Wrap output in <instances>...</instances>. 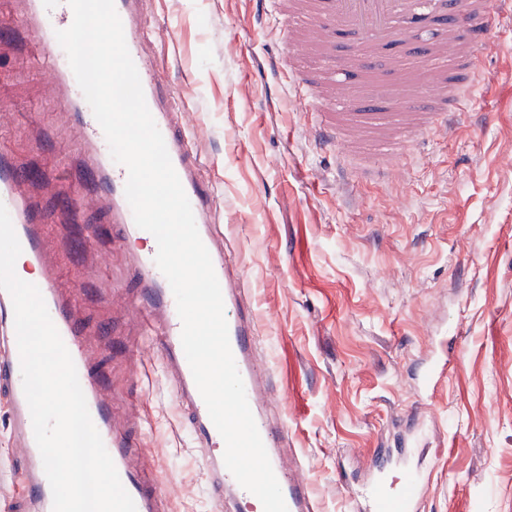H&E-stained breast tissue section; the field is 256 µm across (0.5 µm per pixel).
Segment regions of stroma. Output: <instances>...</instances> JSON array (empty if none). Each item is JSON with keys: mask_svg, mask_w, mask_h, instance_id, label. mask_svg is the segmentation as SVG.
Returning <instances> with one entry per match:
<instances>
[{"mask_svg": "<svg viewBox=\"0 0 512 512\" xmlns=\"http://www.w3.org/2000/svg\"><path fill=\"white\" fill-rule=\"evenodd\" d=\"M24 0H0V126L32 175L59 291L91 336L89 355L133 462L168 498L165 512H214L171 381L124 292L132 242L112 240L89 198L97 242L67 246L78 226L62 198L80 186L82 130L34 41ZM151 59L215 188L224 249L241 273L276 386L279 454L296 458L314 512H358L376 462L420 469L413 512H512V21L485 54L457 137L426 135L402 160L405 188L317 148L294 90L272 61L274 12L256 0H146ZM455 362L420 394L440 350ZM0 397V512L29 495Z\"/></svg>", "mask_w": 512, "mask_h": 512, "instance_id": "stroma-1", "label": "stroma"}]
</instances>
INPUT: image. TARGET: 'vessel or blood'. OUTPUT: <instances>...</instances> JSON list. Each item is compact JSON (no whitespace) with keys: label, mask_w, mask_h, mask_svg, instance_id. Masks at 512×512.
Segmentation results:
<instances>
[{"label":"vessel or blood","mask_w":512,"mask_h":512,"mask_svg":"<svg viewBox=\"0 0 512 512\" xmlns=\"http://www.w3.org/2000/svg\"><path fill=\"white\" fill-rule=\"evenodd\" d=\"M284 36L278 67L292 74L301 111L310 117L308 134L316 146L369 160L385 177H393L403 150L429 132L449 136L456 130L466 94L480 71L482 52L491 46L504 19H512V0H271ZM145 0H115L128 50L138 70L147 106L160 130L174 169L190 201L200 237L210 253L219 281L229 341L243 379L247 400L266 448L275 445V430L263 412L262 373L253 360L257 326L250 309L238 300L239 273L224 257L216 232L215 193L200 178V161L185 147L189 132L180 122L173 90L157 76L147 57L149 30ZM73 11L67 0H30L24 22L42 46L63 90V102L74 108L81 125L82 162L104 188L112 237L136 234L132 209L125 196L127 170L113 161L105 135L71 70L56 31L68 28ZM354 40L353 53L335 55L333 39ZM417 57L427 71L424 91L405 90L399 109L387 105V87L394 73L404 71L407 57ZM25 174L0 148V203L7 208L28 261L40 268L35 284L77 370L92 421L113 459L136 512H159L165 493L147 484L127 462L132 444L112 430V411L97 394V379L85 348L86 333L71 321L72 301L61 295L55 272L46 260L36 202L18 188ZM155 251L132 255V305L154 332L162 366L187 412V426L198 442L207 472V487L216 504L225 492L249 499L226 468L224 441L211 421L194 381L181 343L182 323L170 285L155 264ZM0 395L11 411L12 440L20 454L19 471L34 492L33 512H53V498L37 447L26 401L17 345L14 308L0 290ZM288 512H313L306 478L278 455L270 457ZM420 484L415 471L390 482L378 467L369 496L382 512L412 500Z\"/></svg>","instance_id":"b4317fda"}]
</instances>
